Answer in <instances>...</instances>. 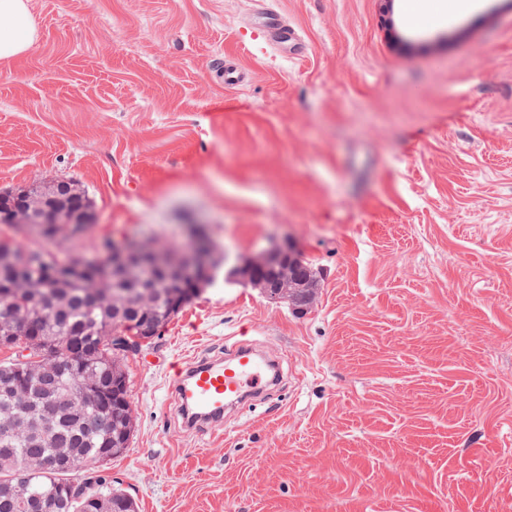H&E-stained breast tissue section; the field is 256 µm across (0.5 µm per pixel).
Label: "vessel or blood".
<instances>
[{
  "label": "vessel or blood",
  "instance_id": "b4317fda",
  "mask_svg": "<svg viewBox=\"0 0 512 512\" xmlns=\"http://www.w3.org/2000/svg\"><path fill=\"white\" fill-rule=\"evenodd\" d=\"M277 365L247 347L207 359H189L180 368L169 389L179 400L184 427L211 430L224 419L227 408L242 403L275 385Z\"/></svg>",
  "mask_w": 512,
  "mask_h": 512
}]
</instances>
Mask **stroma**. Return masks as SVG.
Instances as JSON below:
<instances>
[{"label": "stroma", "mask_w": 512, "mask_h": 512, "mask_svg": "<svg viewBox=\"0 0 512 512\" xmlns=\"http://www.w3.org/2000/svg\"><path fill=\"white\" fill-rule=\"evenodd\" d=\"M404 3L30 0L0 192L76 183V258L198 229L232 260L290 238L316 273L304 310L216 279L127 356L105 473L138 512H512V0ZM270 9L301 54L261 37ZM239 344L282 385L183 429L174 365Z\"/></svg>", "instance_id": "obj_1"}]
</instances>
